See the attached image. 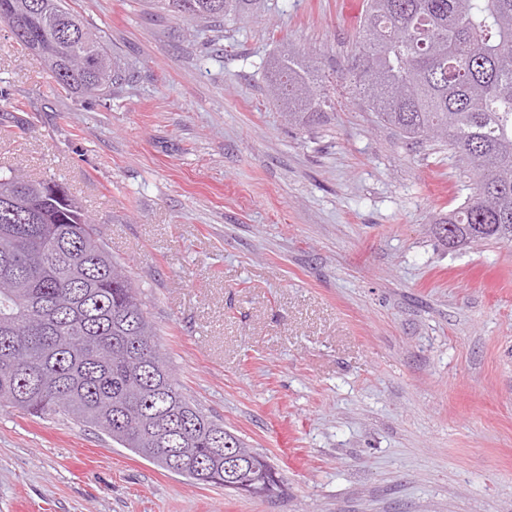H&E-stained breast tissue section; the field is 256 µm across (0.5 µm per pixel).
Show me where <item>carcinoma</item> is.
<instances>
[{
	"mask_svg": "<svg viewBox=\"0 0 512 512\" xmlns=\"http://www.w3.org/2000/svg\"><path fill=\"white\" fill-rule=\"evenodd\" d=\"M258 0H156L208 22ZM18 42L59 40L48 68L62 89L95 98L126 79L120 58L65 0H0ZM351 70L378 119L407 139H435L476 175L435 234L448 247L512 243V0H366ZM312 56L279 44L265 93L288 123L327 118ZM0 171V410L65 416L197 485L273 497L259 453L183 392L124 266L67 188Z\"/></svg>",
	"mask_w": 512,
	"mask_h": 512,
	"instance_id": "cac0c4a2",
	"label": "carcinoma"
}]
</instances>
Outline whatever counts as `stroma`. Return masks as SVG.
I'll use <instances>...</instances> for the list:
<instances>
[{
  "instance_id": "35a3bbf8",
  "label": "stroma",
  "mask_w": 512,
  "mask_h": 512,
  "mask_svg": "<svg viewBox=\"0 0 512 512\" xmlns=\"http://www.w3.org/2000/svg\"><path fill=\"white\" fill-rule=\"evenodd\" d=\"M121 56L63 91L0 21V170L64 183L106 227L184 392L261 453L270 500L184 477L65 417L0 411V512H512V244L445 248L473 172L379 123L340 0L198 28L151 0H67ZM332 100L268 99L279 43ZM315 63L312 56L289 43L279 44L269 62L265 93L295 127L311 129L327 118Z\"/></svg>"
}]
</instances>
